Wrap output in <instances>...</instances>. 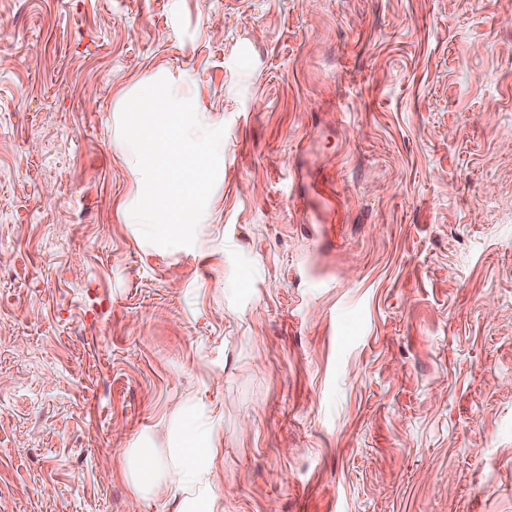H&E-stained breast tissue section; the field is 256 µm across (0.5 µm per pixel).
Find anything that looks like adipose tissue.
I'll list each match as a JSON object with an SVG mask.
<instances>
[{"instance_id": "ef3b65f1", "label": "adipose tissue", "mask_w": 512, "mask_h": 512, "mask_svg": "<svg viewBox=\"0 0 512 512\" xmlns=\"http://www.w3.org/2000/svg\"><path fill=\"white\" fill-rule=\"evenodd\" d=\"M172 443L162 457L128 448L122 454L120 475L136 497L175 488L181 495L174 512H222L218 464L224 436L204 404L178 412L170 426Z\"/></svg>"}]
</instances>
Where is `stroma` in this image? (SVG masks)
I'll use <instances>...</instances> for the list:
<instances>
[{"label":"stroma","instance_id":"35a3bbf8","mask_svg":"<svg viewBox=\"0 0 512 512\" xmlns=\"http://www.w3.org/2000/svg\"><path fill=\"white\" fill-rule=\"evenodd\" d=\"M159 71L225 128L189 247L122 210ZM194 399L223 512H512V0H0V512H167L119 457Z\"/></svg>","mask_w":512,"mask_h":512}]
</instances>
